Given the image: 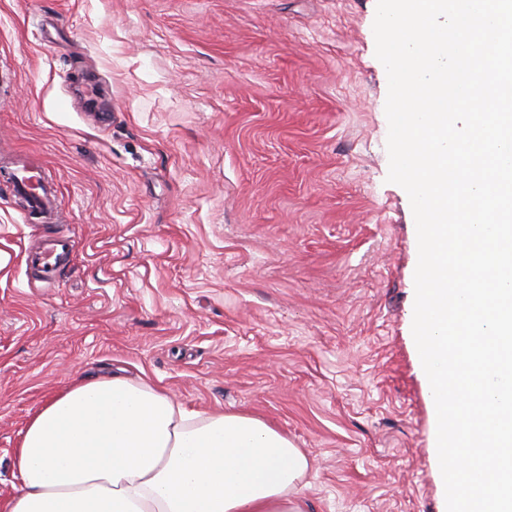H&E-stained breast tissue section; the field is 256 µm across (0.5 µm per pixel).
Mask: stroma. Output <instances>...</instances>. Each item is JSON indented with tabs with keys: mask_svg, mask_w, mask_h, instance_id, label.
<instances>
[{
	"mask_svg": "<svg viewBox=\"0 0 512 512\" xmlns=\"http://www.w3.org/2000/svg\"><path fill=\"white\" fill-rule=\"evenodd\" d=\"M376 0H0V501L86 374L257 416L306 512H440L415 221L388 182ZM45 163L29 216L5 172ZM74 237L71 266L27 253ZM33 194L28 204L29 213L41 219H52L62 205L61 197L46 186Z\"/></svg>",
	"mask_w": 512,
	"mask_h": 512,
	"instance_id": "35a3bbf8",
	"label": "stroma"
}]
</instances>
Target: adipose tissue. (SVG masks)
Masks as SVG:
<instances>
[{
	"label": "adipose tissue",
	"instance_id": "adipose-tissue-1",
	"mask_svg": "<svg viewBox=\"0 0 512 512\" xmlns=\"http://www.w3.org/2000/svg\"><path fill=\"white\" fill-rule=\"evenodd\" d=\"M0 512H304L309 461L261 418L185 409L146 380L86 375L15 450Z\"/></svg>",
	"mask_w": 512,
	"mask_h": 512
}]
</instances>
